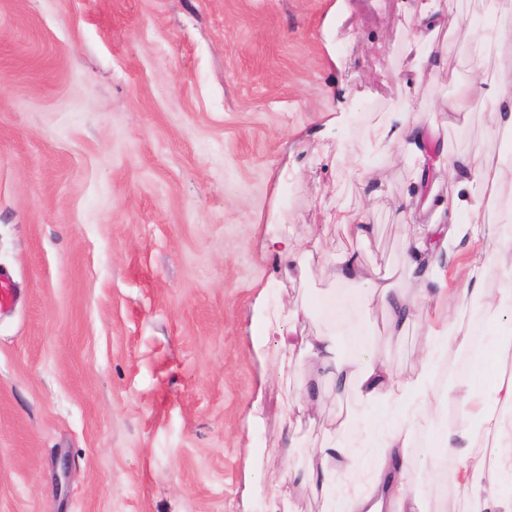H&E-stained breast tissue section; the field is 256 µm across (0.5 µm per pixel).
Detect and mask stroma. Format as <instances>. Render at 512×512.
<instances>
[{"label":"stroma","mask_w":512,"mask_h":512,"mask_svg":"<svg viewBox=\"0 0 512 512\" xmlns=\"http://www.w3.org/2000/svg\"><path fill=\"white\" fill-rule=\"evenodd\" d=\"M414 0H0V512H322L288 483L329 438L350 442L357 490L390 414L323 391L316 423L288 403V371L256 336L262 309L343 295L352 327L395 372H413L429 319L389 334L324 256L352 250L401 272L411 156L371 150L403 101L445 141L434 174L452 192L460 156L512 167V132L467 94L475 24L493 0H455L445 73L414 77ZM467 95L465 112L448 105ZM344 113L336 127L328 112ZM367 179H360V170ZM500 241L460 247L491 291L512 275V182L496 192ZM366 210L364 239L329 221ZM289 232L313 254L289 274L265 249ZM426 512H457L459 462L414 450ZM68 460L69 480H59Z\"/></svg>","instance_id":"obj_1"}]
</instances>
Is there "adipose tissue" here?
<instances>
[{
    "instance_id": "adipose-tissue-1",
    "label": "adipose tissue",
    "mask_w": 512,
    "mask_h": 512,
    "mask_svg": "<svg viewBox=\"0 0 512 512\" xmlns=\"http://www.w3.org/2000/svg\"><path fill=\"white\" fill-rule=\"evenodd\" d=\"M451 14V5L442 6L437 0H428L420 8L417 29L406 45L407 51L424 52L435 72L441 70L446 54L453 50L449 42L442 52L433 49L436 35ZM471 70L476 76L478 91L493 106L500 128L511 130L512 59L502 62L497 77L492 79L484 76L481 56L472 57ZM373 146L389 151L409 150L415 154L418 160L413 181L415 195L435 209V223L424 229H409L401 244L406 275L412 285L395 287L393 272L368 269L352 251L326 257L325 263L331 266L335 281H350L360 286L365 310L379 308L386 312L392 332L406 333L417 315L432 313V323L425 336V358L416 371L401 376L372 350L354 343L342 345L341 337L350 333L345 322H338L335 329L317 336L299 334L298 323L311 313L335 316L336 294L331 289L312 305H283L262 311L258 333L276 338L274 358L280 369L291 366L292 351H301L314 360L315 379L325 380L339 392L355 390L367 405H391L399 411L390 431L379 434L375 452L378 470L398 465L393 484L347 500V512H424L420 497L407 482L406 473L416 464L409 452L414 424L426 416L440 423L437 444L428 449L426 462L434 467L446 455L459 459L456 487L458 501L466 512H512V494L502 490L504 479H512V376L496 372L493 364L488 363L458 386L438 392L432 384L439 354L448 348L470 346V331L464 319L474 299H481L484 310L512 319V278L496 292H484L485 265L475 264L464 270V287L449 290L442 286L451 246L466 239L498 236L499 228L489 220L487 213L495 203L494 190L512 178V168L481 163L470 165L466 169L469 176L484 185L487 196L475 201L460 194L445 201L435 199L433 192L427 189L431 151L426 143L424 115L409 102L388 113L375 128ZM451 405L459 412L458 418L452 421L447 418V408ZM480 429L493 434L496 448L489 457L475 460L471 457V448ZM288 478L296 485L306 482L319 485L325 502L324 512H335L337 480L354 478L346 444L336 440L325 442L303 469L289 470Z\"/></svg>"
}]
</instances>
